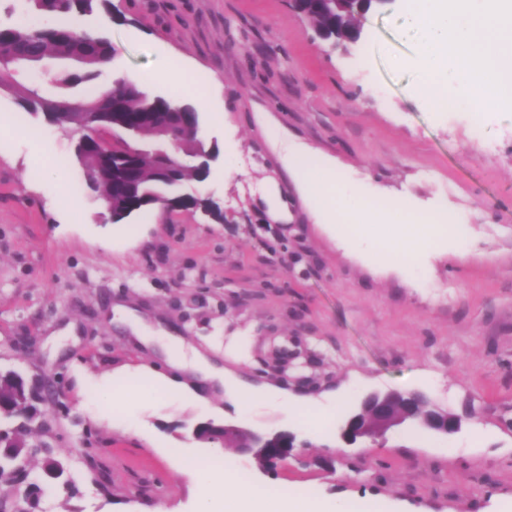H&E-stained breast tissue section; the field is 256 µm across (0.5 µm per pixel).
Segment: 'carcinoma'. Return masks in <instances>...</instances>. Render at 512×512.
I'll list each match as a JSON object with an SVG mask.
<instances>
[{
    "instance_id": "1",
    "label": "carcinoma",
    "mask_w": 512,
    "mask_h": 512,
    "mask_svg": "<svg viewBox=\"0 0 512 512\" xmlns=\"http://www.w3.org/2000/svg\"><path fill=\"white\" fill-rule=\"evenodd\" d=\"M390 0H346L342 12H336L327 0H305L301 10L315 28L327 34L328 39L345 43L344 35L353 30L363 31L364 20ZM101 10L116 23L125 22L118 11H111V0H27L31 18L9 26H0V46L21 54L36 64L53 57L65 64H75L77 69L64 70L51 77L60 87L90 84L97 79L99 68L110 62L115 48L108 37L95 29H82L72 23L76 15L83 16ZM88 110H59L58 100L45 96L36 99L17 98L18 106L30 114L56 113L59 127L66 129L82 125L94 129L96 123L109 124L127 133L120 144L132 149L122 168L99 160L100 153L89 155L85 160L74 156L75 162H84L88 187L103 201L112 214L113 222L124 219L123 213H141L163 202L167 209L192 207L211 211L222 221L224 217L214 202L205 197H184L178 188L189 178L203 181L209 171H203L188 158L206 150V144L198 137L176 138L174 153L157 157L134 138L159 119L168 121L175 129L196 108L188 103L155 96L143 91L140 85L118 79L104 91L90 95ZM40 397L26 393L25 383L15 371H0V467L15 464V457L23 456L32 447L28 437L35 429L22 420V410L38 411Z\"/></svg>"
}]
</instances>
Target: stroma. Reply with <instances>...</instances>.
Listing matches in <instances>:
<instances>
[{
    "mask_svg": "<svg viewBox=\"0 0 512 512\" xmlns=\"http://www.w3.org/2000/svg\"><path fill=\"white\" fill-rule=\"evenodd\" d=\"M127 18L108 25L112 62L93 85L47 96L75 101L144 78L149 95L183 97L152 83L165 57L183 56L208 88L202 127L218 157L206 182L184 193L202 210H150L113 223L87 189L71 139L21 113L0 89V369L62 388L44 402L49 454L27 460L51 512H199L195 462L220 460L273 489L306 486L326 504L377 496L391 512H504L512 503V110L430 112L390 59L412 53L392 9L370 12L356 45L318 36L288 0H112ZM372 56L370 69L356 67ZM219 86H210L212 77ZM336 161L362 194L403 199L466 227L473 256L447 237L420 263L383 267L385 225L341 245L319 226L283 169L277 133ZM276 182L294 213L271 223L262 195ZM138 305L184 342L222 360L239 379L284 394L336 398L313 439L280 409L239 412L195 388L171 394L144 381L164 368L141 349L114 306ZM416 392L461 420L452 434L413 428L347 442L342 428L373 391ZM122 391L113 408L107 392ZM212 420L294 434L295 457L269 471L234 446L193 439ZM71 465L73 493L43 481L46 456Z\"/></svg>",
    "mask_w": 512,
    "mask_h": 512,
    "instance_id": "35a3bbf8",
    "label": "stroma"
}]
</instances>
